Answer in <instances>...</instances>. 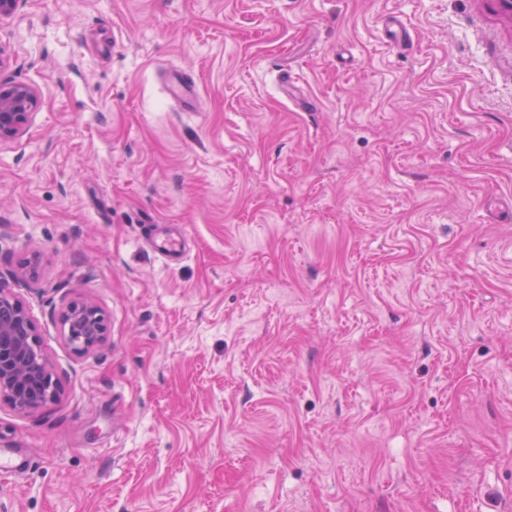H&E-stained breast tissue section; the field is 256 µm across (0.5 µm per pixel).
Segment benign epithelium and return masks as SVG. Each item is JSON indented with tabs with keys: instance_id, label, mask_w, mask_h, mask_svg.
I'll list each match as a JSON object with an SVG mask.
<instances>
[{
	"instance_id": "benign-epithelium-1",
	"label": "benign epithelium",
	"mask_w": 512,
	"mask_h": 512,
	"mask_svg": "<svg viewBox=\"0 0 512 512\" xmlns=\"http://www.w3.org/2000/svg\"><path fill=\"white\" fill-rule=\"evenodd\" d=\"M35 89L0 80V144L19 140L38 106ZM66 340L79 353L96 351L107 335L106 320L93 304L69 302L63 312ZM60 393L53 367L22 299L0 286V405L27 414Z\"/></svg>"
}]
</instances>
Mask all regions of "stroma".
<instances>
[{
	"label": "stroma",
	"mask_w": 512,
	"mask_h": 512,
	"mask_svg": "<svg viewBox=\"0 0 512 512\" xmlns=\"http://www.w3.org/2000/svg\"><path fill=\"white\" fill-rule=\"evenodd\" d=\"M0 46V283L61 388L0 406V512H512L495 0H25ZM38 102L32 86L0 80V144L17 141L26 133ZM63 322L67 326V342L79 353L94 352L105 342L106 320L89 302H69L63 312Z\"/></svg>",
	"instance_id": "35a3bbf8"
}]
</instances>
